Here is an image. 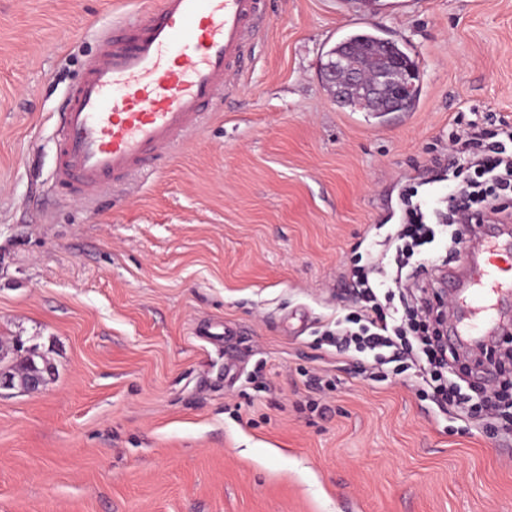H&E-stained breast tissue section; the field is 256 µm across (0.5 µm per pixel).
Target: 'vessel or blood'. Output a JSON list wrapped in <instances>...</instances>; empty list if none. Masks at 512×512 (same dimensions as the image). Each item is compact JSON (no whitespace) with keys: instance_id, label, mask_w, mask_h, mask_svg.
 Returning <instances> with one entry per match:
<instances>
[{"instance_id":"1","label":"vessel or blood","mask_w":512,"mask_h":512,"mask_svg":"<svg viewBox=\"0 0 512 512\" xmlns=\"http://www.w3.org/2000/svg\"><path fill=\"white\" fill-rule=\"evenodd\" d=\"M262 14V0H162L103 35L62 109V196L93 197L188 139L205 106L235 84ZM484 252L465 315L449 329L458 341L491 330L497 302L512 295V248L491 235Z\"/></svg>"}]
</instances>
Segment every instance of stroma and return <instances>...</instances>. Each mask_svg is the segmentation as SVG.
<instances>
[{
    "mask_svg": "<svg viewBox=\"0 0 512 512\" xmlns=\"http://www.w3.org/2000/svg\"><path fill=\"white\" fill-rule=\"evenodd\" d=\"M161 0H0V343L55 367L0 392V512H512V427L327 345L351 269L459 112L512 121V0H267L236 86L157 168L60 197L59 112L101 31ZM368 28L412 112L337 104L320 60Z\"/></svg>",
    "mask_w": 512,
    "mask_h": 512,
    "instance_id": "1",
    "label": "stroma"
}]
</instances>
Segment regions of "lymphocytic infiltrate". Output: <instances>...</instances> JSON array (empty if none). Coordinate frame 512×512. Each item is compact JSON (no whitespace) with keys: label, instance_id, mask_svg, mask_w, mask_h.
I'll return each instance as SVG.
<instances>
[{"label":"lymphocytic infiltrate","instance_id":"obj_1","mask_svg":"<svg viewBox=\"0 0 512 512\" xmlns=\"http://www.w3.org/2000/svg\"><path fill=\"white\" fill-rule=\"evenodd\" d=\"M448 141V178L456 186L444 207L428 214L420 203H409L406 224L386 238L388 248L395 251L393 287L381 289L368 275H359L362 309L349 326H337L336 331L344 341L355 342L358 352H370L373 364L418 366L423 390L439 404L465 411L477 399L494 411L503 396L493 386H477L467 395L443 374L449 358L439 342V320L410 259L415 248L434 242V225L447 227L453 235L461 224L512 220V123L502 121L491 130L471 120L463 132L449 133Z\"/></svg>","mask_w":512,"mask_h":512}]
</instances>
